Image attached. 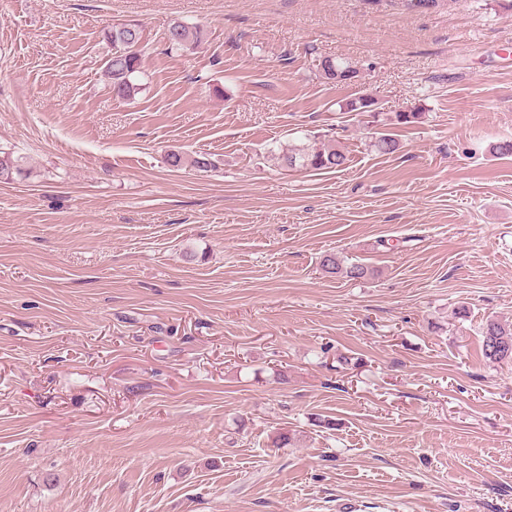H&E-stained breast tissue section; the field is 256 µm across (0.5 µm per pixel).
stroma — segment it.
Segmentation results:
<instances>
[{"mask_svg": "<svg viewBox=\"0 0 512 512\" xmlns=\"http://www.w3.org/2000/svg\"><path fill=\"white\" fill-rule=\"evenodd\" d=\"M358 94L423 108L396 153ZM510 139L512 0H0V512H512ZM206 36L204 28L180 21H174L168 29V42L171 49L196 47L205 40ZM112 45V53L105 61V75L112 93L121 99H132L140 90L138 77L142 67V30L138 23L112 25L104 33ZM321 74L322 76L331 81L336 80V71L339 72L342 79L340 82L336 84H350L356 81L358 78L359 70L357 67L349 62L338 61L333 58H324L320 62ZM269 153L275 156L281 166L297 171H341L345 169L347 156L339 148H312L306 145L286 144L270 148ZM31 174L24 156L5 152L0 155V182L8 183L16 178L26 179ZM321 267L328 274H336V277L349 280L364 279L371 274L367 266L359 262H351L347 257L337 253H329L321 258ZM482 336V353L487 361L501 363L512 359L511 323L488 319L482 328Z\"/></svg>", "mask_w": 512, "mask_h": 512, "instance_id": "obj_1", "label": "stroma"}]
</instances>
